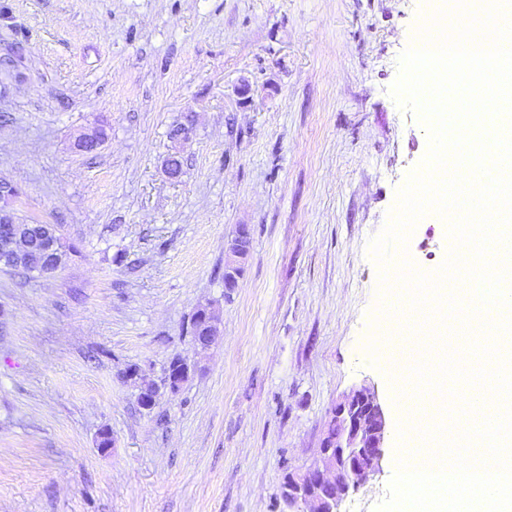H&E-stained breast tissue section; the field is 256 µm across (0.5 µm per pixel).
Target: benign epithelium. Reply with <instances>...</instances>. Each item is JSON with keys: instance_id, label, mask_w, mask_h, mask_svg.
<instances>
[{"instance_id": "obj_1", "label": "benign epithelium", "mask_w": 512, "mask_h": 512, "mask_svg": "<svg viewBox=\"0 0 512 512\" xmlns=\"http://www.w3.org/2000/svg\"><path fill=\"white\" fill-rule=\"evenodd\" d=\"M15 254V240L0 242V268H12ZM209 312L207 308L196 314L198 330L213 329L211 336L191 335L197 351L207 350L219 340ZM190 371L187 364L168 368L164 385L177 389ZM330 420L336 424V435L323 438L313 466L303 474H288L283 502L289 508L303 504L310 512H337L349 490L380 469L389 424L374 390L366 386L351 390L333 406Z\"/></svg>"}]
</instances>
